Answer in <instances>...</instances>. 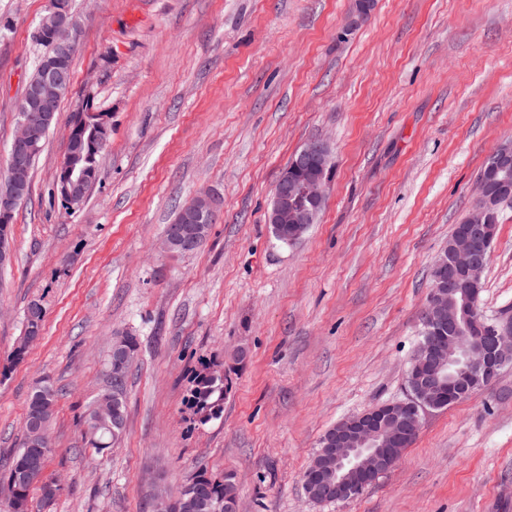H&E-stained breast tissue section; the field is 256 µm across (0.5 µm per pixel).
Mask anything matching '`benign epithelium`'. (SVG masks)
<instances>
[{"label":"benign epithelium","instance_id":"benign-epithelium-1","mask_svg":"<svg viewBox=\"0 0 512 512\" xmlns=\"http://www.w3.org/2000/svg\"><path fill=\"white\" fill-rule=\"evenodd\" d=\"M42 33L55 47L46 59L38 81L28 85L22 104V117L10 150L9 176L0 182V222L8 223L12 208L24 193V172L36 146L40 129L53 119L51 106L65 86L61 62L74 49L78 26L66 0H49L41 23ZM330 163L328 145L310 140L297 153L292 168L306 172L297 180L284 171L277 181L268 223L288 225V240L302 238L322 209ZM69 187L62 201L74 207L86 185L82 172L69 170ZM478 205L469 223L454 229L445 256L436 262L435 282L423 313L425 331L438 337L421 345L412 366L411 393L408 398L368 408L350 416L334 428L328 448L316 453L303 473L304 485L326 502H345L361 487L373 483L392 469L403 454L399 448L409 428L419 422L421 413L432 405L430 391L448 375V400L467 397L483 387L512 361V323L489 327L477 336L480 287L495 238L494 202L512 192V179L498 177V170H482L476 180ZM195 218L202 224L215 223L219 204L208 194H197L192 203ZM187 243L182 230L171 229L162 235L163 252ZM198 501L193 484L175 493L161 486L153 495V512H180Z\"/></svg>","mask_w":512,"mask_h":512}]
</instances>
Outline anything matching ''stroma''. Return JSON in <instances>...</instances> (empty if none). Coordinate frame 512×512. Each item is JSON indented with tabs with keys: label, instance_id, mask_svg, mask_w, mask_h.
Wrapping results in <instances>:
<instances>
[{
	"label": "stroma",
	"instance_id": "stroma-1",
	"mask_svg": "<svg viewBox=\"0 0 512 512\" xmlns=\"http://www.w3.org/2000/svg\"><path fill=\"white\" fill-rule=\"evenodd\" d=\"M71 90L12 224L0 267V473L28 398L56 392L51 508L150 512L153 483L234 473L237 512H512V365L426 412L399 462L355 499L311 501L321 437L405 399L431 270L512 141V0H70ZM47 0H0V168ZM109 141L85 201L53 194L83 98ZM324 140V207L296 244L268 222L277 180ZM221 200L205 244L172 257L165 224L195 194ZM40 340L9 355L31 302ZM481 311L512 318V208L500 213ZM137 337L121 441L97 453L82 417L108 382L116 334ZM221 365L222 419L186 406L195 369Z\"/></svg>",
	"mask_w": 512,
	"mask_h": 512
}]
</instances>
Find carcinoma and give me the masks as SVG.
<instances>
[{"label":"carcinoma","instance_id":"obj_1","mask_svg":"<svg viewBox=\"0 0 512 512\" xmlns=\"http://www.w3.org/2000/svg\"><path fill=\"white\" fill-rule=\"evenodd\" d=\"M70 124L72 134L68 142L65 158L79 169L87 170V186H92L99 175L100 152L95 145L100 138L109 135L106 114L92 111L91 99H86L83 111L73 112ZM44 313L37 303H30L25 315L24 335L30 336L43 327ZM224 371L205 365L197 372L189 388L186 404L192 410L198 423L205 425L213 420L224 417V396L227 387L224 384ZM55 390L50 385H40L32 391L24 415L23 425L39 421L44 426L47 435L45 440L35 443L30 440L28 430H23L19 448L15 449L11 465L7 473L0 477V486L5 489L6 500H0V512H30V495L34 490L23 479V473L32 458L42 454L47 449V455H52V443L48 431L55 417ZM119 421L112 423L107 419L105 424L93 422V408H88L84 416V438L86 444L100 453L112 447V442L118 437L126 422V402L118 403ZM235 482V476L227 473L225 476L211 477L202 472L195 478L198 492L209 503L224 501V480Z\"/></svg>","mask_w":512,"mask_h":512}]
</instances>
